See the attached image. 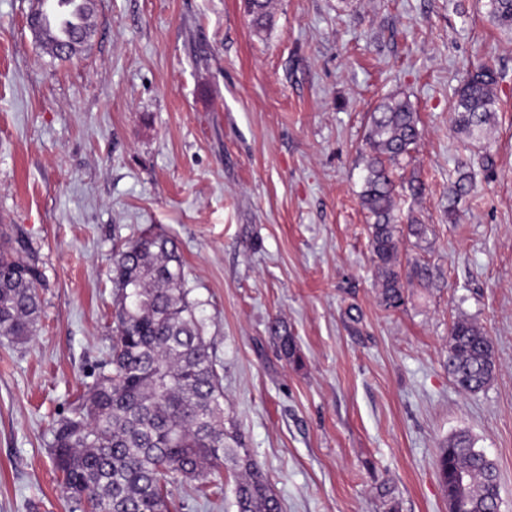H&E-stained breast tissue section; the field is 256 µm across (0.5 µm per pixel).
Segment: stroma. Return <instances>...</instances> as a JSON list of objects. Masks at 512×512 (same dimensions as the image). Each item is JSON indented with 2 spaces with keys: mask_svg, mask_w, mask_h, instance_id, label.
Returning <instances> with one entry per match:
<instances>
[{
  "mask_svg": "<svg viewBox=\"0 0 512 512\" xmlns=\"http://www.w3.org/2000/svg\"><path fill=\"white\" fill-rule=\"evenodd\" d=\"M34 5L0 0V230L43 272L35 335L0 343V512H74L49 428L109 352L113 247L150 228L179 248L225 414L282 512H448L436 458L461 429L512 512V38L488 0H273L259 34L244 0H95L94 34L65 63L37 46ZM486 62L493 165L452 210L470 152L451 112ZM390 95L421 130L399 215L429 226L400 254L434 275L396 309L359 200L370 115ZM463 317L496 352L476 394L448 373ZM270 333L277 343L278 350L282 357L289 361L296 362L297 350L295 337L288 334V329L281 321L274 320L270 326Z\"/></svg>",
  "mask_w": 512,
  "mask_h": 512,
  "instance_id": "35a3bbf8",
  "label": "stroma"
}]
</instances>
